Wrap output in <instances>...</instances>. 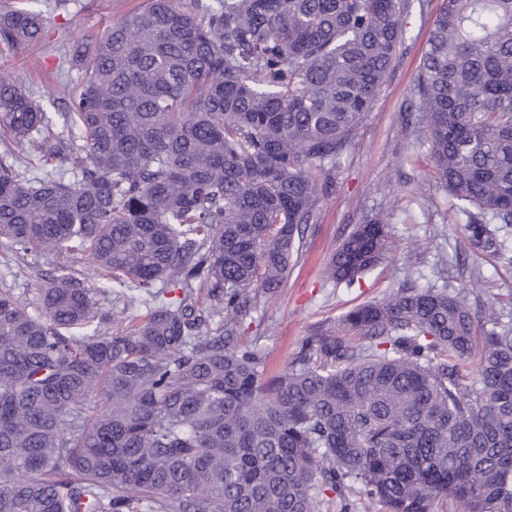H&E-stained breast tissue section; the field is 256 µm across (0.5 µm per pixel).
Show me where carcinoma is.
<instances>
[{
    "label": "carcinoma",
    "instance_id": "obj_1",
    "mask_svg": "<svg viewBox=\"0 0 512 512\" xmlns=\"http://www.w3.org/2000/svg\"><path fill=\"white\" fill-rule=\"evenodd\" d=\"M410 0H147L92 43L49 106L0 67V247L78 252L41 311L0 289V512H512V323L402 285L303 338L285 370L244 341L317 219L405 41ZM44 16L0 10V46ZM414 94L441 188L476 246L512 224V0H445ZM376 212L326 280L389 250ZM141 313H102L92 282ZM478 361L476 371L469 364ZM11 150L14 152V155L12 157L7 155V160L9 162H14L15 167L19 172L24 173V176L28 179L42 177L45 174V171L51 170L59 174L63 173L66 179L71 178L70 165L67 162H63L61 159L54 160L53 166L43 167L42 164L29 156L26 150L20 151L13 148Z\"/></svg>",
    "mask_w": 512,
    "mask_h": 512
}]
</instances>
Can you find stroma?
Masks as SVG:
<instances>
[{
	"label": "stroma",
	"instance_id": "1",
	"mask_svg": "<svg viewBox=\"0 0 512 512\" xmlns=\"http://www.w3.org/2000/svg\"><path fill=\"white\" fill-rule=\"evenodd\" d=\"M47 19L38 44L21 50L0 48V64L12 68L36 102L57 92V80H78L64 51L74 40L90 41L112 22L143 8L145 0H23ZM444 0H412L404 19L406 38L380 96L360 125L354 145L337 161L319 203L316 224L307 232L297 263L283 288L263 299L245 332L268 356L269 368L284 369L304 336L336 324L355 306L387 298L405 278L419 285L451 283L470 305L492 304L512 319V226L500 229L492 248L472 247L464 217L456 215L441 190L430 161L426 123L411 89L429 31ZM377 211L389 212L391 244L382 262L354 285L325 280L323 268L355 224ZM448 267L437 271L439 255ZM82 271L77 254L18 258L0 250V287L34 299L56 265Z\"/></svg>",
	"mask_w": 512,
	"mask_h": 512
}]
</instances>
